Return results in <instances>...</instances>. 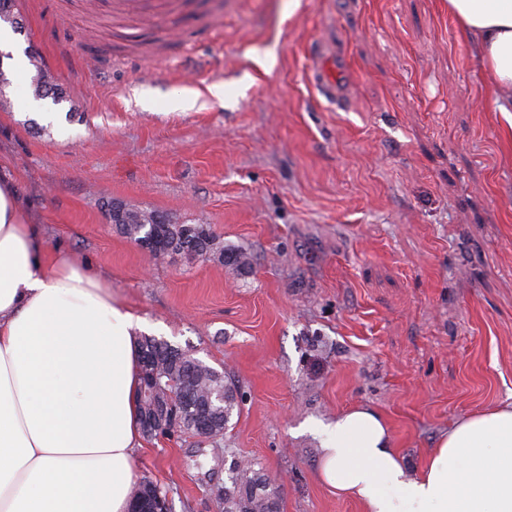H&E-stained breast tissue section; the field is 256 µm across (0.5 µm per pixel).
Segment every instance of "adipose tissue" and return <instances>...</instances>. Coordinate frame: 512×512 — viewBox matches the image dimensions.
<instances>
[{
	"label": "adipose tissue",
	"instance_id": "1",
	"mask_svg": "<svg viewBox=\"0 0 512 512\" xmlns=\"http://www.w3.org/2000/svg\"><path fill=\"white\" fill-rule=\"evenodd\" d=\"M512 124V0H448ZM140 319L68 254L46 257L0 182V512H129ZM318 472L362 512H512V405L455 421L408 472L373 408L323 432Z\"/></svg>",
	"mask_w": 512,
	"mask_h": 512
}]
</instances>
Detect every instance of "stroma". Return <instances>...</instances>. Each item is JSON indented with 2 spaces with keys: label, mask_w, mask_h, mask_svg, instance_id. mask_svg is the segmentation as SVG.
I'll return each instance as SVG.
<instances>
[{
  "label": "stroma",
  "mask_w": 512,
  "mask_h": 512,
  "mask_svg": "<svg viewBox=\"0 0 512 512\" xmlns=\"http://www.w3.org/2000/svg\"><path fill=\"white\" fill-rule=\"evenodd\" d=\"M19 10L15 44L73 114L44 122L11 82L0 177L47 254L110 280L143 335L242 398L218 446L176 432L137 450L134 479L174 512H216L209 489L241 460L278 485L279 512H361L319 481V425L369 405L412 470L456 419L512 403V125L447 0H174L145 22L106 0ZM318 46L351 65L344 104L316 89ZM115 202L210 225L249 273L141 251Z\"/></svg>",
  "instance_id": "1"
}]
</instances>
